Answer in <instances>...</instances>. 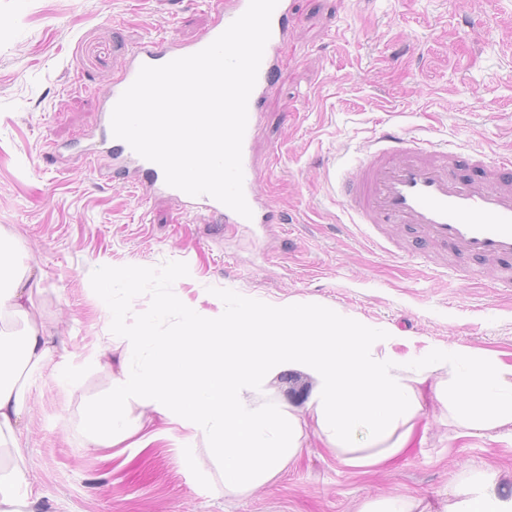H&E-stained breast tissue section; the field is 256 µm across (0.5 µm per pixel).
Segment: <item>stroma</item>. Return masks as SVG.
Listing matches in <instances>:
<instances>
[{
	"mask_svg": "<svg viewBox=\"0 0 512 512\" xmlns=\"http://www.w3.org/2000/svg\"><path fill=\"white\" fill-rule=\"evenodd\" d=\"M202 0H0V234L18 268L41 272L34 304L72 376L27 378L23 466L35 512H357L414 495L444 512L453 482L488 472L512 496V439L455 438L429 403L425 439L359 474L317 441L273 481L224 486L203 440L161 420L147 448L84 446L83 409L110 384L93 365L124 326L94 298L99 275L133 269L136 311L176 299L220 314L225 302L343 309L388 331L401 353L470 346L512 362V293L479 276H435L422 260L373 250L336 192V163L358 165L383 130L461 154L512 155V0H293L286 63L255 137L256 183L282 221L224 224L176 198L145 195L107 157L55 153L94 132L98 92L125 49L165 33L202 36Z\"/></svg>",
	"mask_w": 512,
	"mask_h": 512,
	"instance_id": "stroma-1",
	"label": "stroma"
}]
</instances>
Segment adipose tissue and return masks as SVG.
I'll return each mask as SVG.
<instances>
[{
  "mask_svg": "<svg viewBox=\"0 0 512 512\" xmlns=\"http://www.w3.org/2000/svg\"><path fill=\"white\" fill-rule=\"evenodd\" d=\"M13 243L0 237V319L21 320L20 335L0 332V446L22 448L27 415L18 368L36 372L54 359L51 335L38 324L33 297L41 277L16 270ZM139 286L136 271L113 273L98 299L121 323L131 304L119 293ZM158 312L141 316L118 341L111 387L84 410L86 443L149 447L154 417L202 438L224 485L247 490L270 482L316 438L346 467L366 470L409 448L427 400L441 403L460 438L512 437V363L498 354L454 345L396 353L388 332L339 308L301 302L260 308L240 301L215 316L184 314L172 335L156 329ZM447 378H438L439 370ZM312 382L306 411L251 394L283 372ZM480 498L454 487L447 512H512L491 476L479 472ZM23 468H0V512H31Z\"/></svg>",
  "mask_w": 512,
  "mask_h": 512,
  "instance_id": "obj_1",
  "label": "adipose tissue"
}]
</instances>
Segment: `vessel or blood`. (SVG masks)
<instances>
[{
	"label": "vessel or blood",
	"instance_id": "b4317fda",
	"mask_svg": "<svg viewBox=\"0 0 512 512\" xmlns=\"http://www.w3.org/2000/svg\"><path fill=\"white\" fill-rule=\"evenodd\" d=\"M206 5L214 20L199 40L178 43L159 33L127 48L119 75L104 92L94 139L82 151L110 154L113 172L132 178L135 187L185 199L191 208L207 211L221 222L239 224L242 216L214 198L187 196L168 186L162 168L140 157L126 141L116 138L111 128L113 108L142 66H159L204 49L246 10L248 0H206ZM290 11V0H279L248 100L243 190L256 224L279 221L270 202L255 190L260 168L254 154V131L282 62ZM343 184L351 222L363 227V236L373 248L385 250L386 228L395 225L418 247L436 248L449 260L498 261L497 282L512 290L511 155L492 160L478 153L463 159L430 141L387 131L372 143L355 170L344 176Z\"/></svg>",
	"mask_w": 512,
	"mask_h": 512
}]
</instances>
